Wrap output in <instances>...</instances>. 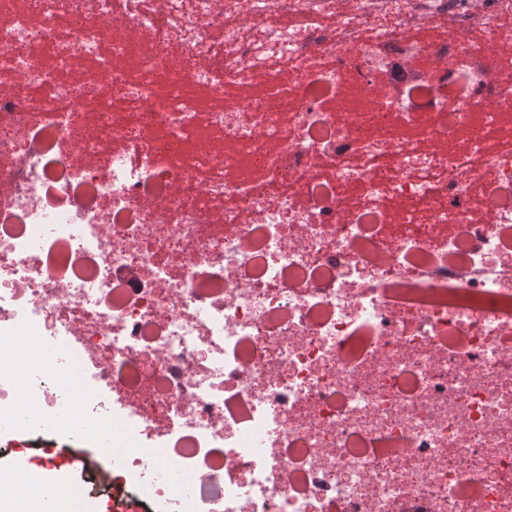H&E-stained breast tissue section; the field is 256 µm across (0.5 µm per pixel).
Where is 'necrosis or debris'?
I'll return each mask as SVG.
<instances>
[{
    "mask_svg": "<svg viewBox=\"0 0 512 512\" xmlns=\"http://www.w3.org/2000/svg\"><path fill=\"white\" fill-rule=\"evenodd\" d=\"M0 447L167 512H512V0H0Z\"/></svg>",
    "mask_w": 512,
    "mask_h": 512,
    "instance_id": "4bbe7bcc",
    "label": "necrosis or debris"
}]
</instances>
